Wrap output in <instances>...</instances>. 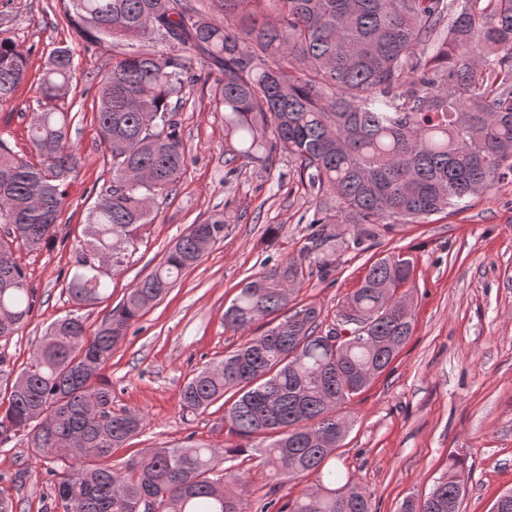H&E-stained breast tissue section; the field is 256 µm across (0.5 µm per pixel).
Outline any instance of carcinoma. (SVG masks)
Returning <instances> with one entry per match:
<instances>
[{
    "mask_svg": "<svg viewBox=\"0 0 512 512\" xmlns=\"http://www.w3.org/2000/svg\"><path fill=\"white\" fill-rule=\"evenodd\" d=\"M82 37L126 47L100 80L96 121L110 154L112 181L86 219L66 291L78 308L112 297V277L158 199L181 178L187 150L177 104L197 81L193 58L222 71L224 164L234 176L261 178L284 153L314 191L310 246L326 280L336 271L331 225L350 226L344 245L361 249L382 229L422 223L512 174V0H209L215 21L189 0H63ZM161 43L164 49H155ZM78 63L53 47L32 108L29 141L39 162L0 143V339L21 329L35 289L16 249L38 250L56 237L66 189L81 157L69 136L73 116L58 102ZM27 55L0 36V105L11 102ZM229 213L191 225L163 262L140 280L87 335L82 316L50 326L19 372L6 369L0 446L17 436L65 464L54 485L63 512H253L240 469L224 463L260 453L280 486L316 474L318 484L278 512H373L370 496L327 468L350 429L342 406L362 394L413 334L408 296L414 262L375 261L336 311L351 335L330 347L321 312L293 305L304 256L265 265L224 310V327L249 338L181 390L199 413L230 395L229 430L251 450L187 443L153 448L123 472L110 465L146 427L135 410L112 409L103 366L131 324L224 240ZM453 458L431 491L401 512H460L463 489Z\"/></svg>",
    "mask_w": 512,
    "mask_h": 512,
    "instance_id": "obj_1",
    "label": "carcinoma"
}]
</instances>
